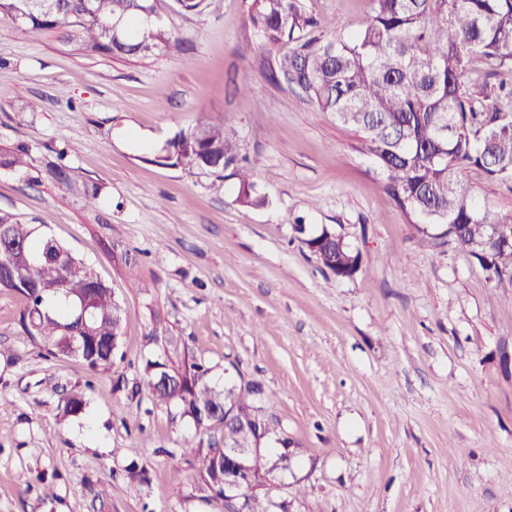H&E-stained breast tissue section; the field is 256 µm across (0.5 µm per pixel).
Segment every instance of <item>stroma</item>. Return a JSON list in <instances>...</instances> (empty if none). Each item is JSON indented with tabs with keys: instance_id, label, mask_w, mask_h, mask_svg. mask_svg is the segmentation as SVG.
<instances>
[{
	"instance_id": "obj_1",
	"label": "stroma",
	"mask_w": 512,
	"mask_h": 512,
	"mask_svg": "<svg viewBox=\"0 0 512 512\" xmlns=\"http://www.w3.org/2000/svg\"><path fill=\"white\" fill-rule=\"evenodd\" d=\"M252 3L161 0L158 23L186 50L140 58L80 53L75 28L31 32L0 12V151L25 147L30 163L0 169V210L51 232L123 308V360L94 376L49 356L0 291V512H512V280L440 225L409 224L358 133L266 80L294 45L254 28ZM301 3L334 22L327 38L372 13V0ZM202 123L233 135L265 205L239 203L233 168L163 164L166 142ZM61 149L69 187L47 172ZM296 219L342 235L358 273L330 275ZM156 318L169 333L153 342ZM185 351L219 387L261 385L275 428L261 445L292 454L228 503L201 491L182 453L198 433L142 375ZM75 392L85 411L63 416ZM133 462L144 485L125 476Z\"/></svg>"
}]
</instances>
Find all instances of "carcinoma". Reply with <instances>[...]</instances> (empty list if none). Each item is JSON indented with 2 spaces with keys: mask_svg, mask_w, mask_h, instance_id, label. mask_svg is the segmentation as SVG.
<instances>
[{
  "mask_svg": "<svg viewBox=\"0 0 512 512\" xmlns=\"http://www.w3.org/2000/svg\"><path fill=\"white\" fill-rule=\"evenodd\" d=\"M372 14L359 30L325 42L309 37L330 26L307 14L300 0H254L250 22L268 40L295 43L291 54L270 65L266 77L289 88L322 112L363 133L361 150L378 165L384 189L413 224H441V236L496 273L512 269V210L490 215L479 196L461 178L477 169L490 181L512 184V0H372ZM151 0H0L31 31L74 24L80 28L78 50L136 57L158 48L182 50L160 25H144ZM490 67L464 86L459 77L471 56ZM23 148L0 152V168L28 165ZM189 168L239 175V201L261 206L252 173L242 164L222 125L203 124L169 143L164 160ZM61 152L50 172L70 185ZM17 252L0 251V289L22 298L19 321L53 357L78 356L94 374L112 371L120 342V305L112 288L52 235L0 211V227ZM325 266L344 273L359 263L333 229L301 239ZM154 402L176 410L196 431L221 426L223 439L201 446L186 443L184 453L200 456V480L214 496H224V448H250L241 474L251 484L288 468V453L272 458L258 449L256 421L261 418L251 383L238 391H218L210 368L191 358L169 357L144 365ZM83 395L66 398L63 416H77ZM235 422L224 423V409Z\"/></svg>",
  "mask_w": 512,
  "mask_h": 512,
  "instance_id": "obj_1",
  "label": "carcinoma"
}]
</instances>
